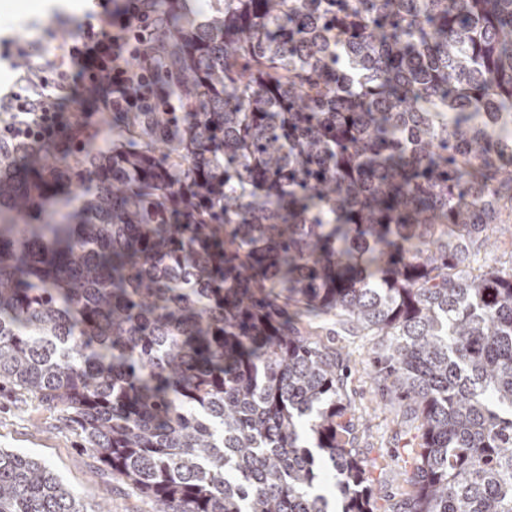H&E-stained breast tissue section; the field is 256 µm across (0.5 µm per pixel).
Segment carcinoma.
<instances>
[{"label": "carcinoma", "instance_id": "carcinoma-1", "mask_svg": "<svg viewBox=\"0 0 512 512\" xmlns=\"http://www.w3.org/2000/svg\"><path fill=\"white\" fill-rule=\"evenodd\" d=\"M178 112L0 142V388L155 512H374L330 320L420 432L391 512H512V0H199ZM0 512H84L0 449ZM499 225L500 231L496 235V240L487 252H481L479 264H483L486 261V263L491 265L496 264L499 267L504 265L508 268L512 260V224Z\"/></svg>", "mask_w": 512, "mask_h": 512}]
</instances>
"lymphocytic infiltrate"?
<instances>
[{"mask_svg": "<svg viewBox=\"0 0 512 512\" xmlns=\"http://www.w3.org/2000/svg\"><path fill=\"white\" fill-rule=\"evenodd\" d=\"M100 13L82 21L77 37L60 43L55 60L29 63L17 89L0 101V134L16 141L51 144L63 126L64 100L91 90L96 112H172L173 95L160 92L153 56L144 52L158 23L148 0H99Z\"/></svg>", "mask_w": 512, "mask_h": 512, "instance_id": "obj_1", "label": "lymphocytic infiltrate"}]
</instances>
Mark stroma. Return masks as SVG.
I'll list each match as a JSON object with an SVG mask.
<instances>
[{
  "mask_svg": "<svg viewBox=\"0 0 512 512\" xmlns=\"http://www.w3.org/2000/svg\"><path fill=\"white\" fill-rule=\"evenodd\" d=\"M76 2L78 8L73 12L23 20L7 8L6 0H0V46L16 41L32 46L36 61L53 59L58 43L76 35L79 20L95 8L93 0ZM334 342L351 370L349 388L354 412L366 423L364 432L358 435L359 452L371 467L376 509L389 512L390 504L409 490L404 473L418 449L416 432L402 423L399 405L387 404L374 384L372 360L383 347L380 338L340 325ZM0 448L48 465L80 498L85 512H154L152 500L120 485L108 472L97 470L78 431L64 427L57 414L6 389L0 391Z\"/></svg>",
  "mask_w": 512,
  "mask_h": 512,
  "instance_id": "35a3bbf8",
  "label": "stroma"
}]
</instances>
